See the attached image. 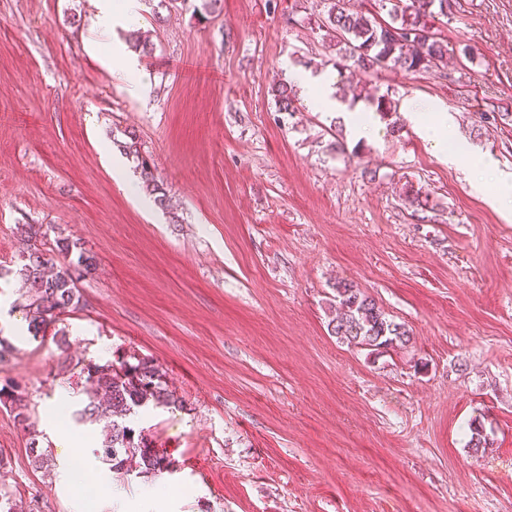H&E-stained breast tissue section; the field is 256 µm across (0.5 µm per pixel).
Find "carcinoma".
Here are the masks:
<instances>
[{
  "label": "carcinoma",
  "instance_id": "1",
  "mask_svg": "<svg viewBox=\"0 0 512 512\" xmlns=\"http://www.w3.org/2000/svg\"><path fill=\"white\" fill-rule=\"evenodd\" d=\"M389 20L381 21L372 9L356 7L354 0H325V11L318 28L326 32L329 54L353 62L366 74L380 69H399L418 73L441 67L448 55V43L438 25L452 14L455 0H387ZM281 112H293L295 92L286 82L273 89ZM376 112L385 117L397 112L394 100L383 95H367ZM124 140H114L124 154L138 161L143 184L154 201L166 206L163 184L157 179L150 161L141 155L139 137L134 129L122 132ZM17 233L24 245L21 279L36 288V294L23 306L27 332L33 340H65L66 331L57 327L62 316L81 306L77 286L80 278L95 270L97 261L87 249L76 248L66 238L49 239L36 224H22ZM338 313L329 321L331 334L375 354L406 347L410 332L402 324L386 317L376 301L355 285L339 281L334 286ZM60 370L75 374L91 385L87 400L71 412L77 425L105 422L109 433L101 447L93 449L97 458L112 463V468H132L146 476H159L171 470L169 456L149 446L148 439L136 434L127 417L136 408H169L181 401L169 390L163 368L147 357L131 354L130 359L103 364L83 359L64 358ZM0 404L10 408L14 418L32 434L31 461L35 469L48 476L55 466L49 450H37V421L28 392L21 385L4 379L0 385Z\"/></svg>",
  "mask_w": 512,
  "mask_h": 512
}]
</instances>
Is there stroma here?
<instances>
[{"label": "stroma", "mask_w": 512, "mask_h": 512, "mask_svg": "<svg viewBox=\"0 0 512 512\" xmlns=\"http://www.w3.org/2000/svg\"><path fill=\"white\" fill-rule=\"evenodd\" d=\"M321 0H0V337L27 387L56 475L34 471L24 425L0 405V454L18 512H512V213L476 192L512 172V0H458L444 67L384 69L379 93L447 109L442 162L404 113L352 140L304 91L271 88L327 62ZM148 33L150 54L130 48ZM469 55H462V48ZM136 65V85L112 67ZM136 130L166 207L127 191L113 138ZM343 151H333V142ZM428 194L409 207L403 184ZM39 224L97 256L66 316L69 346L23 326L16 227ZM373 297L412 334L379 355L328 329L333 285ZM136 353L166 372L179 409L130 417L172 472L142 477L94 456L103 424L66 411L94 363ZM492 444L468 447L471 423ZM66 427L77 453L57 443ZM104 477L87 502L62 470ZM164 484L163 496L144 488Z\"/></svg>", "instance_id": "35a3bbf8"}]
</instances>
